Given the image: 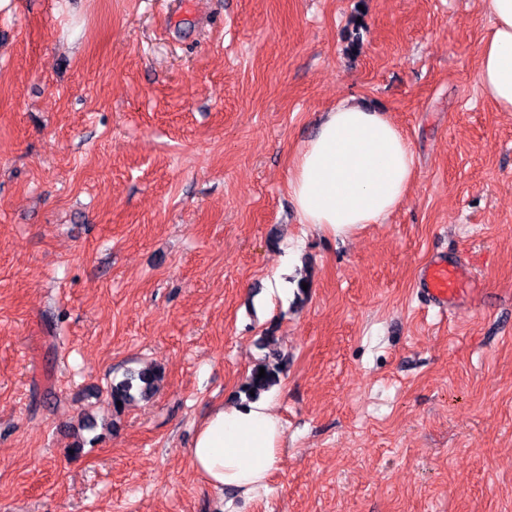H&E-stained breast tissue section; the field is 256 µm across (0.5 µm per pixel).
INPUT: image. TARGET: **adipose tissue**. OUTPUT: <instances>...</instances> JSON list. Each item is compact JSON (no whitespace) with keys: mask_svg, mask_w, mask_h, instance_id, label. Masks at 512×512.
Wrapping results in <instances>:
<instances>
[{"mask_svg":"<svg viewBox=\"0 0 512 512\" xmlns=\"http://www.w3.org/2000/svg\"><path fill=\"white\" fill-rule=\"evenodd\" d=\"M493 32L479 48L478 82L512 112V0H481ZM415 172L409 140L383 112L347 100L323 115L298 151L288 190L302 223L345 236L377 224L403 200ZM283 426L269 399L215 407L189 450L194 469L216 491L250 499L281 462Z\"/></svg>","mask_w":512,"mask_h":512,"instance_id":"ef3b65f1","label":"adipose tissue"}]
</instances>
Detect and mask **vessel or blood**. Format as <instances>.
Here are the masks:
<instances>
[{
	"label": "vessel or blood",
	"instance_id": "obj_1",
	"mask_svg": "<svg viewBox=\"0 0 512 512\" xmlns=\"http://www.w3.org/2000/svg\"><path fill=\"white\" fill-rule=\"evenodd\" d=\"M476 280L463 264L436 256L428 260L420 270L421 294L433 306L446 310L465 294L474 290Z\"/></svg>",
	"mask_w": 512,
	"mask_h": 512
}]
</instances>
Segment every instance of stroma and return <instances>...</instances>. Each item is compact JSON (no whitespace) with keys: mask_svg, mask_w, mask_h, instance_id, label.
<instances>
[{"mask_svg":"<svg viewBox=\"0 0 512 512\" xmlns=\"http://www.w3.org/2000/svg\"><path fill=\"white\" fill-rule=\"evenodd\" d=\"M479 2L0 6V512H224L188 450L271 326L281 463L237 512H512V112L477 81ZM342 100L416 173L334 237L288 179ZM436 253L479 283L445 314ZM164 377L162 368L157 366L145 367L137 372L127 374L118 382H112L110 397L114 409L120 410L130 402L140 398H148L154 394ZM121 402V407H118Z\"/></svg>","mask_w":512,"mask_h":512,"instance_id":"35a3bbf8","label":"stroma"}]
</instances>
